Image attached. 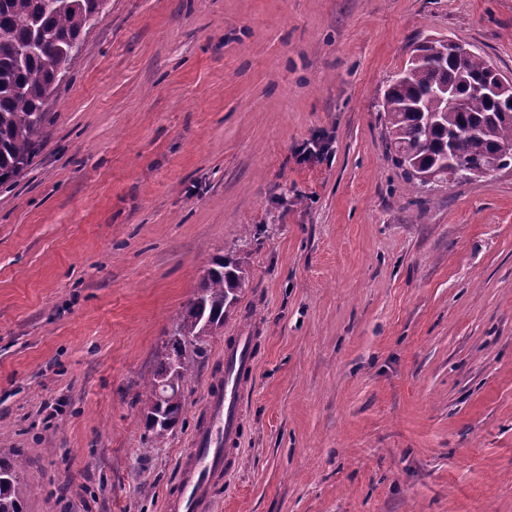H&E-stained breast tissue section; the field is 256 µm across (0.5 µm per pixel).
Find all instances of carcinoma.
<instances>
[{
  "mask_svg": "<svg viewBox=\"0 0 512 512\" xmlns=\"http://www.w3.org/2000/svg\"><path fill=\"white\" fill-rule=\"evenodd\" d=\"M101 0H0V186L28 166L48 121L47 98L69 61L71 42L85 43ZM382 103L394 163L417 188L427 174L464 182L466 169L487 174L512 167V88L488 95L472 83L493 69L479 52L454 53L443 39L418 46ZM249 281L243 258H217L170 333L148 383L146 404L173 420L184 408L182 384L204 357L207 338L224 327ZM0 512H25L28 494L19 453H0Z\"/></svg>",
  "mask_w": 512,
  "mask_h": 512,
  "instance_id": "1",
  "label": "carcinoma"
}]
</instances>
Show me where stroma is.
<instances>
[{
  "label": "stroma",
  "mask_w": 512,
  "mask_h": 512,
  "mask_svg": "<svg viewBox=\"0 0 512 512\" xmlns=\"http://www.w3.org/2000/svg\"><path fill=\"white\" fill-rule=\"evenodd\" d=\"M512 77V0H105L0 186V452L27 512H163L257 338L212 512H512V171L411 191L415 42ZM249 284L166 436L143 388L215 257Z\"/></svg>",
  "instance_id": "obj_1"
}]
</instances>
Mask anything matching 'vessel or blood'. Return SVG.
<instances>
[{
  "label": "vessel or blood",
  "instance_id": "obj_1",
  "mask_svg": "<svg viewBox=\"0 0 512 512\" xmlns=\"http://www.w3.org/2000/svg\"><path fill=\"white\" fill-rule=\"evenodd\" d=\"M254 339L248 332L236 336L224 351V385L209 391L204 420L181 457L174 480L176 491L164 502L165 512H211L212 489L232 467L242 412L244 378L251 371Z\"/></svg>",
  "mask_w": 512,
  "mask_h": 512
}]
</instances>
